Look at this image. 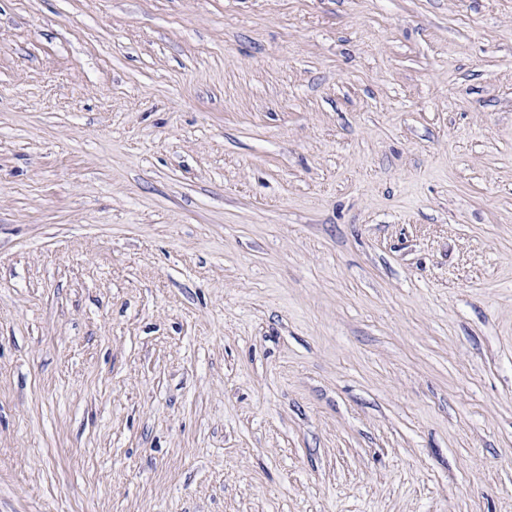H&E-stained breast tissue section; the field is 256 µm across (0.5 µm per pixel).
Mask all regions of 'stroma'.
Segmentation results:
<instances>
[{
	"label": "stroma",
	"instance_id": "35a3bbf8",
	"mask_svg": "<svg viewBox=\"0 0 512 512\" xmlns=\"http://www.w3.org/2000/svg\"><path fill=\"white\" fill-rule=\"evenodd\" d=\"M0 512H512V0H0Z\"/></svg>",
	"mask_w": 512,
	"mask_h": 512
}]
</instances>
